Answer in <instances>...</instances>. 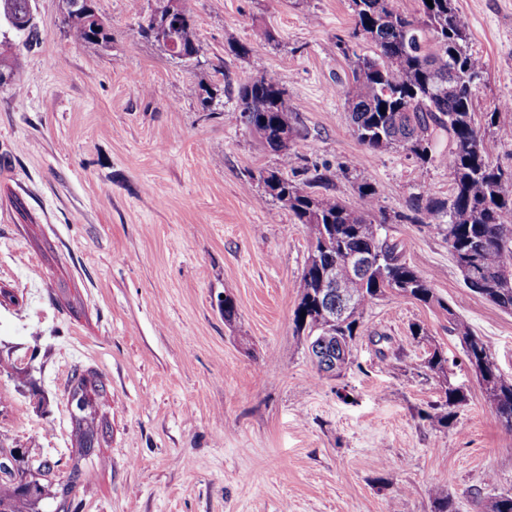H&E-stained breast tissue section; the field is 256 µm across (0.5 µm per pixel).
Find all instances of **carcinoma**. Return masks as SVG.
Instances as JSON below:
<instances>
[{
	"label": "carcinoma",
	"mask_w": 512,
	"mask_h": 512,
	"mask_svg": "<svg viewBox=\"0 0 512 512\" xmlns=\"http://www.w3.org/2000/svg\"><path fill=\"white\" fill-rule=\"evenodd\" d=\"M93 0H66V23L77 43H107L111 33L92 6ZM190 0H155L151 14L139 24L142 37L161 42L190 56L199 55ZM420 16L395 11L389 0H351L355 26L343 41V54L354 59L352 79L342 86L357 140L371 152L401 148L422 164L445 165L452 178L446 200L421 193L409 200L405 219L436 224L448 241V251L462 273L466 287L505 311H512V176L492 166L486 156L481 130L472 111V79L480 78L486 64L469 50V22L453 0H421ZM0 19L27 46L33 36V0H0ZM374 45L373 55L361 56L357 40ZM22 70L21 52L0 59V84L16 81ZM257 73L238 85L236 99L243 121L262 146L280 157L281 169L261 171L257 180L302 224L310 253L300 281V301L294 312L298 331L310 339L318 358L336 361V374L351 363L352 347L368 309L387 295L410 297L436 305L448 313V333L454 336L486 396L491 414L512 431V381L502 378L489 342L477 335L450 305L404 259L398 243L380 234L375 223L378 193L364 183L360 202L352 207L330 190L327 174L314 169L296 184L284 171L293 168L297 154L284 142L280 118L292 122L288 98L275 74L256 65ZM336 270L344 296L349 299L345 318L331 324L319 311L328 269ZM425 367L442 378V401L431 419L442 427L466 402L462 387L448 377V357L440 349L428 352ZM105 393L101 375L74 373L70 394L87 398V408L74 421L81 456H88L98 436L95 399ZM18 476L0 477V512H40L46 499L55 501L53 512H72L73 492L81 481L78 464L58 481L55 490L42 482L60 461L45 460L37 467L11 449ZM433 512H457L448 492H432ZM477 512H512V493L492 498Z\"/></svg>",
	"instance_id": "cac0c4a2"
}]
</instances>
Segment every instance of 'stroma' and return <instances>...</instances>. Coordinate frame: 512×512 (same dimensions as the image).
<instances>
[{
    "instance_id": "stroma-1",
    "label": "stroma",
    "mask_w": 512,
    "mask_h": 512,
    "mask_svg": "<svg viewBox=\"0 0 512 512\" xmlns=\"http://www.w3.org/2000/svg\"><path fill=\"white\" fill-rule=\"evenodd\" d=\"M94 2L111 28L103 45L73 41L64 0H34L22 76L0 86V444L61 461L53 483L79 460L77 512H432L436 487L475 512L512 492V432L439 308L379 300L339 378L318 376L294 327L308 238L255 181L280 158L233 92L258 62L288 95L297 167L326 169L351 206L374 186L387 236L512 380V312L467 289L436 225L396 219L415 194L447 198L448 170L353 134L340 92L350 0H191L193 64L139 35L155 0ZM455 5L486 63L472 97L486 155L512 171V0ZM231 39L249 55L229 53ZM202 84L224 89L221 105L201 107ZM434 346L467 395L445 428L423 417L440 398L422 365ZM77 368L106 384L83 458L68 404Z\"/></svg>"
}]
</instances>
